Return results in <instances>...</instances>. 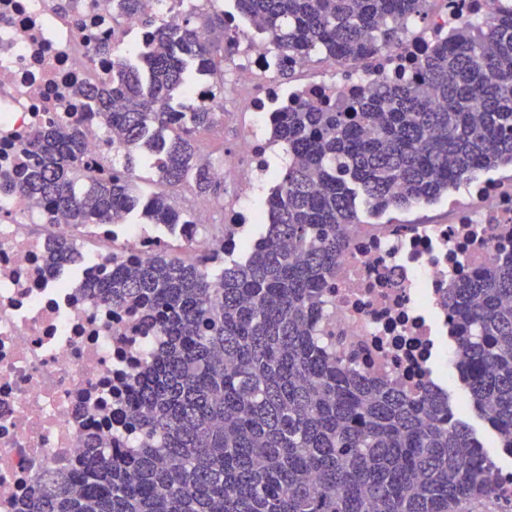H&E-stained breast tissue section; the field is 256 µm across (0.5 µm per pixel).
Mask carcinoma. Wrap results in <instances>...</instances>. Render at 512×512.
<instances>
[{"label":"carcinoma","instance_id":"obj_1","mask_svg":"<svg viewBox=\"0 0 512 512\" xmlns=\"http://www.w3.org/2000/svg\"><path fill=\"white\" fill-rule=\"evenodd\" d=\"M277 49L371 65L398 41L396 21L423 0H236ZM153 33L146 51L116 58L106 86L84 96L120 144L101 170L77 162L78 129L40 134V162L19 184L47 206L45 223L105 224L141 211L152 224H190L174 201L220 199L215 164L195 132L215 112L185 104L194 77L224 96V69L191 18L169 27L144 0H118ZM348 100L295 101L275 136L288 165L267 195L265 232L242 261L214 264L168 253L114 263L98 295L143 308L165 348L132 385L130 452L91 449L82 468L50 472L26 512H468L495 499L512 512L469 425L446 394H414L369 380L321 335L325 290L359 222L357 199L375 211L408 209L512 164V0L467 24L411 64ZM165 190L140 205L136 165ZM68 243L47 263L76 260ZM460 379L472 406L512 449V260L448 292ZM81 483L73 492L70 485Z\"/></svg>","mask_w":512,"mask_h":512}]
</instances>
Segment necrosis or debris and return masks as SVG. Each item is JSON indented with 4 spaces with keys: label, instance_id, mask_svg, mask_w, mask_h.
I'll return each instance as SVG.
<instances>
[{
    "label": "necrosis or debris",
    "instance_id": "obj_1",
    "mask_svg": "<svg viewBox=\"0 0 512 512\" xmlns=\"http://www.w3.org/2000/svg\"><path fill=\"white\" fill-rule=\"evenodd\" d=\"M190 2L201 13L223 12L232 41L224 91L252 114L237 153L216 171L234 186L238 205L220 234L202 224L151 230L121 219L86 225L78 235L67 217L43 223L41 208L23 194L0 193V512H20L45 470H77L94 446L135 444L126 419L132 376L163 339L95 295L113 261L154 257L162 243L187 257L234 252L252 219L244 203L268 156L281 149L257 133L258 126L272 127L276 103L351 97L368 82L394 77L461 22L490 19L499 4L425 0L423 26L402 22L400 39L363 68L273 50L258 22L239 19L224 0L145 5L175 26ZM144 37L140 18L119 14L116 0H0V180L36 164L35 137L59 124L80 130L82 163L107 164L117 146L79 91L111 77V60L99 46L117 50ZM285 74L293 78L286 88L279 83ZM62 239L80 262L46 270L48 246ZM509 257L512 170L454 190L439 223L393 216L352 225L327 290L322 333L374 380L412 390L445 387L456 367L448 290Z\"/></svg>",
    "mask_w": 512,
    "mask_h": 512
}]
</instances>
